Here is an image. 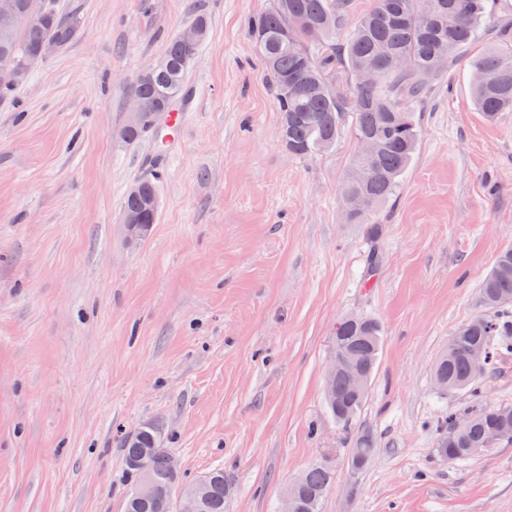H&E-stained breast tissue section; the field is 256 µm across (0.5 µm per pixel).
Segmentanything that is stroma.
I'll return each mask as SVG.
<instances>
[{
	"instance_id": "1",
	"label": "stroma",
	"mask_w": 512,
	"mask_h": 512,
	"mask_svg": "<svg viewBox=\"0 0 512 512\" xmlns=\"http://www.w3.org/2000/svg\"><path fill=\"white\" fill-rule=\"evenodd\" d=\"M51 2L76 37L0 97V512H123L113 435L152 420L183 482L223 469L224 512H278L329 448L321 512H512V444L455 462L434 451L440 416L471 402L439 394L433 362L483 314L480 285L512 247V112H477L467 60L411 103L418 151L374 242L345 219L350 128L307 158L281 142L246 30L268 0ZM199 13L210 30L180 139L125 142L135 77ZM156 168L158 220L132 246L123 199ZM349 313L385 336L345 431L324 391ZM358 430L377 449L354 475Z\"/></svg>"
}]
</instances>
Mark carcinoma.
<instances>
[{
    "mask_svg": "<svg viewBox=\"0 0 512 512\" xmlns=\"http://www.w3.org/2000/svg\"><path fill=\"white\" fill-rule=\"evenodd\" d=\"M22 13L35 10L36 23L16 30L0 41V55L18 59L37 50L47 37L64 46L77 33L76 21L60 14L47 0H18ZM349 0H269V7L249 21L248 34L264 62L278 111L282 143L289 153L306 157L332 148L341 132L345 115L352 113L356 142L374 145L369 154L355 153L341 187V196L362 195L370 206L362 212L345 211L350 224L368 225L376 238L381 228L372 220L396 197L402 180L418 150L419 120L407 103L420 99L430 78L444 72L459 54L481 38L493 15V0H373L372 8L359 18L342 40H337ZM201 45L187 47L177 39L168 43L163 68L150 77H136L133 94L141 97L147 112H166V101L183 89L189 67ZM368 61L379 65L377 83L360 82L359 70ZM339 63L350 84L333 83L329 65ZM472 71L494 75L489 84H472L474 104L487 119L512 111V44H490L469 59ZM158 177L137 181L126 193L123 211L133 212L144 224L157 223L152 201L158 198ZM481 301L493 315L476 316L458 327L448 346L436 359L433 378L443 394L464 393L476 408L459 414L448 412L435 443L438 455L450 461L466 460L491 448L490 436L501 424L506 435L498 442L512 443V419L508 405L483 402L486 375L512 357V248L502 250L484 279ZM383 343V328L371 316L352 321L345 315L336 322L333 350L341 352L372 379ZM481 348L488 361L476 369L469 355ZM369 388L353 389L349 373L339 372L325 389L328 414L339 425L349 427L362 409ZM124 448L126 478L139 481L128 461L146 448H155V470L160 480L159 497L168 500L179 480L168 477L167 434L139 427L136 435L118 431ZM376 452V440L368 431L351 439L348 465L361 471ZM336 480L327 461L312 464L300 474L298 501L293 512H320L321 502ZM224 469L211 471L210 497L204 512H224ZM125 512H159L152 499L128 494Z\"/></svg>",
    "mask_w": 512,
    "mask_h": 512,
    "instance_id": "carcinoma-1",
    "label": "carcinoma"
}]
</instances>
